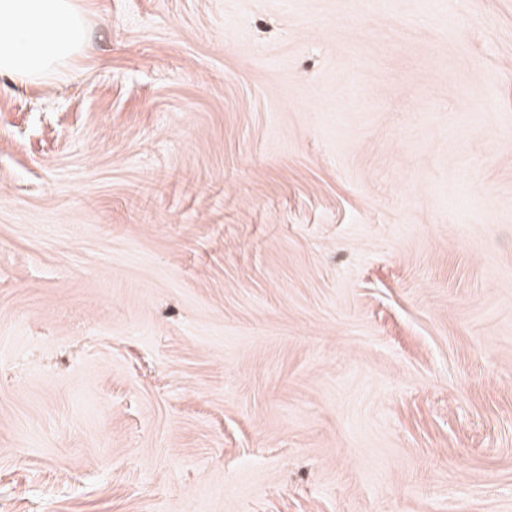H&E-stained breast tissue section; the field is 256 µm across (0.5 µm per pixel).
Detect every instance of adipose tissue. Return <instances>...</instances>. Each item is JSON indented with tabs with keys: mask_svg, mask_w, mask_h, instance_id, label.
I'll return each mask as SVG.
<instances>
[{
	"mask_svg": "<svg viewBox=\"0 0 512 512\" xmlns=\"http://www.w3.org/2000/svg\"><path fill=\"white\" fill-rule=\"evenodd\" d=\"M89 14L84 0H0V79L41 84L83 56Z\"/></svg>",
	"mask_w": 512,
	"mask_h": 512,
	"instance_id": "adipose-tissue-1",
	"label": "adipose tissue"
}]
</instances>
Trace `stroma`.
Listing matches in <instances>:
<instances>
[{"label":"stroma","instance_id":"35a3bbf8","mask_svg":"<svg viewBox=\"0 0 512 512\" xmlns=\"http://www.w3.org/2000/svg\"><path fill=\"white\" fill-rule=\"evenodd\" d=\"M0 80V512H512V0H90Z\"/></svg>","mask_w":512,"mask_h":512}]
</instances>
